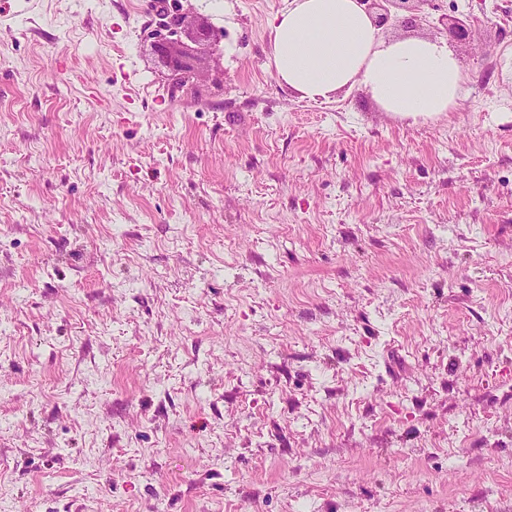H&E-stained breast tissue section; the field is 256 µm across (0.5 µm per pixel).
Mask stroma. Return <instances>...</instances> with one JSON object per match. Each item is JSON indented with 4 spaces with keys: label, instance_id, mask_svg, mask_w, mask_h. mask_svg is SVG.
Instances as JSON below:
<instances>
[{
    "label": "stroma",
    "instance_id": "35a3bbf8",
    "mask_svg": "<svg viewBox=\"0 0 512 512\" xmlns=\"http://www.w3.org/2000/svg\"><path fill=\"white\" fill-rule=\"evenodd\" d=\"M180 3L0 0V512H512V0L418 126ZM187 16L176 15L164 25L165 33L159 32L160 38L154 50L161 54L167 66L180 79L188 82L192 74L198 69L201 57L197 51L181 39V34H186L188 26L185 25Z\"/></svg>",
    "mask_w": 512,
    "mask_h": 512
}]
</instances>
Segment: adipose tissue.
Returning <instances> with one entry per match:
<instances>
[{
  "label": "adipose tissue",
  "instance_id": "ef3b65f1",
  "mask_svg": "<svg viewBox=\"0 0 512 512\" xmlns=\"http://www.w3.org/2000/svg\"><path fill=\"white\" fill-rule=\"evenodd\" d=\"M270 34L279 82L309 100L362 88L382 111L415 124L447 114L466 81L445 40L382 37L358 0H289Z\"/></svg>",
  "mask_w": 512,
  "mask_h": 512
}]
</instances>
